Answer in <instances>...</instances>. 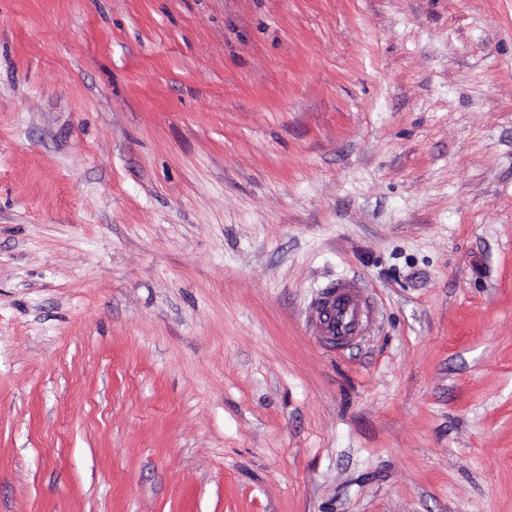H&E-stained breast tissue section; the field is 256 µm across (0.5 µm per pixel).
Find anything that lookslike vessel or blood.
I'll return each mask as SVG.
<instances>
[{
    "label": "vessel or blood",
    "mask_w": 512,
    "mask_h": 512,
    "mask_svg": "<svg viewBox=\"0 0 512 512\" xmlns=\"http://www.w3.org/2000/svg\"><path fill=\"white\" fill-rule=\"evenodd\" d=\"M371 308V300L360 282L341 278L315 300L310 323L316 335L341 350L356 337L366 335L368 325L363 317Z\"/></svg>",
    "instance_id": "b4317fda"
}]
</instances>
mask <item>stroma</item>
I'll use <instances>...</instances> for the list:
<instances>
[{
	"label": "stroma",
	"instance_id": "stroma-1",
	"mask_svg": "<svg viewBox=\"0 0 512 512\" xmlns=\"http://www.w3.org/2000/svg\"><path fill=\"white\" fill-rule=\"evenodd\" d=\"M0 512H512V0H0ZM371 308V300L360 282L341 278L315 300L310 323L317 336L326 338L331 347L341 350L357 336L366 335L369 327L363 316Z\"/></svg>",
	"mask_w": 512,
	"mask_h": 512
}]
</instances>
